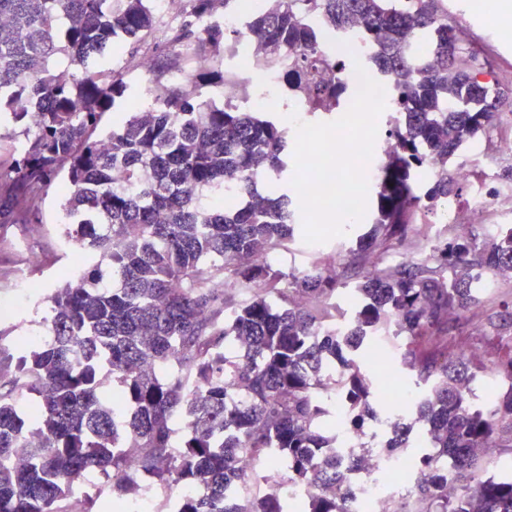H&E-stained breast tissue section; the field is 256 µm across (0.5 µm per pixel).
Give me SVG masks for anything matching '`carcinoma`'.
Returning a JSON list of instances; mask_svg holds the SVG:
<instances>
[{
	"label": "carcinoma",
	"mask_w": 512,
	"mask_h": 512,
	"mask_svg": "<svg viewBox=\"0 0 512 512\" xmlns=\"http://www.w3.org/2000/svg\"><path fill=\"white\" fill-rule=\"evenodd\" d=\"M440 0H268L249 17L251 41L275 59L297 56L289 80L316 108L336 100L324 66L345 56L319 55L305 13L321 11L333 28L358 26L394 84L387 138L393 154L380 165L376 224L345 258H314L288 272L259 258L294 240L288 195V140L264 112L226 111L203 89L224 85V45L234 35L215 22L240 0H188L168 28L164 70L153 79L152 110L101 126L129 89L112 66L124 45L157 31L148 0H0V229L32 224L50 190L61 195L65 240L85 253L79 272L48 297L39 346L1 345L0 512H63L60 502L91 470L131 496L137 477L183 495L177 512H288L285 499L239 506L225 487L247 483L244 455L288 461L278 475L304 484L302 512H348L351 489L336 465L337 435L326 429L336 400L349 405L358 430L389 413L374 405L377 378L357 356L369 342L401 337L392 356L418 388L409 417L381 445L389 456L407 447L423 422L433 453L415 457L413 504L393 512H512V477L483 469L478 448L512 455V387L475 407L460 380L492 366L512 382V347L488 359L448 344V318L479 303V273L512 279V225L465 238L454 227L423 258L369 269L375 249L417 248L432 213L463 184L448 162L489 133L502 103L488 64L454 37ZM194 42L204 66L186 69L177 47ZM443 169L423 180L427 156ZM121 168L129 188L115 186ZM237 205L219 210L224 183ZM365 270L352 291L351 314L336 304L352 268ZM341 364L340 379L330 369ZM116 399L102 395L107 384ZM27 444L28 461L16 462ZM136 450V467L126 449ZM452 466L456 483L482 474L475 489L450 500L432 477L434 462Z\"/></svg>",
	"instance_id": "carcinoma-1"
}]
</instances>
